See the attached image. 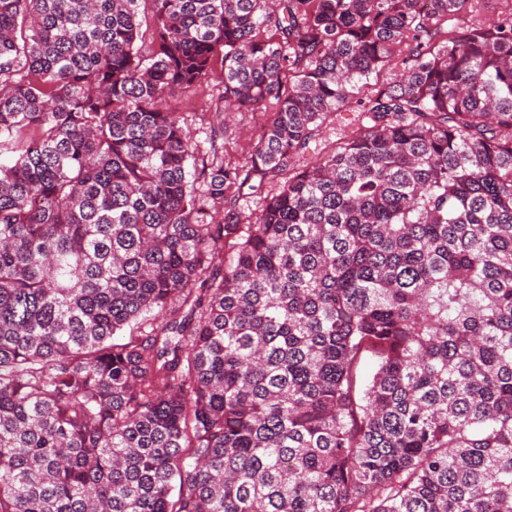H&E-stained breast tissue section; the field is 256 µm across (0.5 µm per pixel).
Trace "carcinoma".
Wrapping results in <instances>:
<instances>
[{"instance_id": "1", "label": "carcinoma", "mask_w": 512, "mask_h": 512, "mask_svg": "<svg viewBox=\"0 0 512 512\" xmlns=\"http://www.w3.org/2000/svg\"><path fill=\"white\" fill-rule=\"evenodd\" d=\"M139 2L0 0V512H512V0ZM217 82L205 84L197 90L177 92L167 99V108L175 112L199 144L203 155L210 150V140L216 131V145L223 146L218 156L224 162L243 165L250 157L268 116L264 112H237L226 118L221 131L220 118L215 117V100L218 96ZM355 115L356 113L354 112H344V114H342V119L338 118L336 120V124L327 125V127L323 129V133L320 136L319 141L317 142L316 148L315 145H313V150H311L307 154V162L313 164L317 159H319L322 156V154L325 151L329 150L335 144V141L337 139L336 132H339L340 128H346L345 123L350 122V120H353Z\"/></svg>"}]
</instances>
